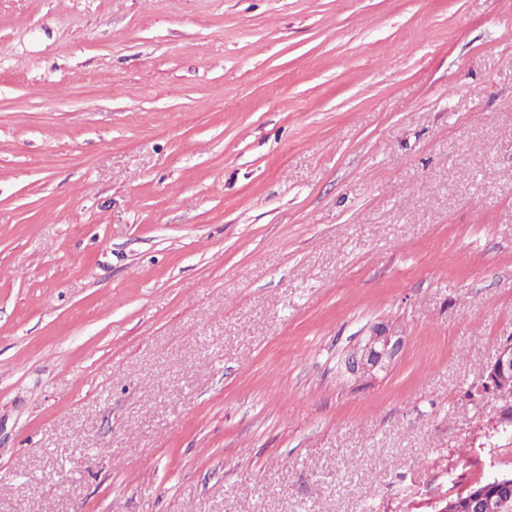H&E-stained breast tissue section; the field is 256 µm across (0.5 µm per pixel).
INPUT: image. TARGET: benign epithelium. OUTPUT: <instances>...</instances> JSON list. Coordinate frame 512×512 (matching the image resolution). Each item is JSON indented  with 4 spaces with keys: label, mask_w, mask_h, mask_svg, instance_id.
Masks as SVG:
<instances>
[{
    "label": "benign epithelium",
    "mask_w": 512,
    "mask_h": 512,
    "mask_svg": "<svg viewBox=\"0 0 512 512\" xmlns=\"http://www.w3.org/2000/svg\"><path fill=\"white\" fill-rule=\"evenodd\" d=\"M404 337L387 325L375 326L365 339L355 345L343 360L344 373L361 381L388 371L402 352ZM487 393L511 388L512 340L500 344L494 360L484 370ZM491 493H476L467 500L468 512H512V479L498 478Z\"/></svg>",
    "instance_id": "1"
}]
</instances>
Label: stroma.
<instances>
[{
  "instance_id": "obj_1",
  "label": "stroma",
  "mask_w": 512,
  "mask_h": 512,
  "mask_svg": "<svg viewBox=\"0 0 512 512\" xmlns=\"http://www.w3.org/2000/svg\"><path fill=\"white\" fill-rule=\"evenodd\" d=\"M510 337L512 0H0V512H435ZM403 344L404 338L395 328L375 326L362 342L346 354L344 373L361 381L386 372L402 352Z\"/></svg>"
}]
</instances>
